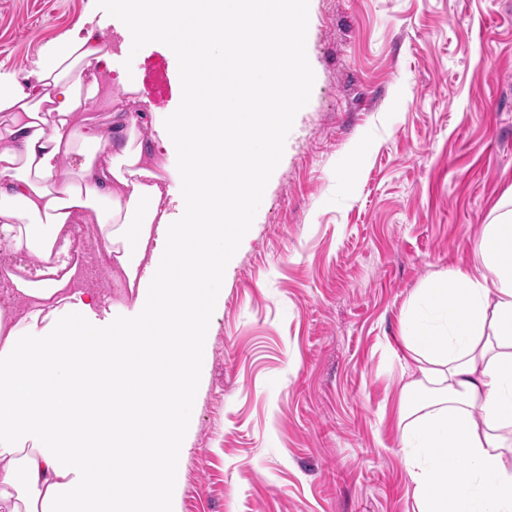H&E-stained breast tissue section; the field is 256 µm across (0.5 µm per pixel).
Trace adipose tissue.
I'll list each match as a JSON object with an SVG mask.
<instances>
[{
	"instance_id": "obj_1",
	"label": "adipose tissue",
	"mask_w": 512,
	"mask_h": 512,
	"mask_svg": "<svg viewBox=\"0 0 512 512\" xmlns=\"http://www.w3.org/2000/svg\"><path fill=\"white\" fill-rule=\"evenodd\" d=\"M114 6L124 45L157 39L180 58L184 111L137 110L126 81L108 125L77 126L100 106L84 73L112 67L92 34L60 45L31 89L0 79V240L41 265L0 296V512H173L216 286L310 79L288 23L298 0ZM232 41L252 44L242 66ZM505 197L472 270L433 274L405 314L399 442L418 512H512ZM78 224L95 225L120 302L61 258Z\"/></svg>"
}]
</instances>
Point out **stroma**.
<instances>
[{"label":"stroma","mask_w":512,"mask_h":512,"mask_svg":"<svg viewBox=\"0 0 512 512\" xmlns=\"http://www.w3.org/2000/svg\"><path fill=\"white\" fill-rule=\"evenodd\" d=\"M312 84L224 268L177 512H417L398 442L406 308L476 261L512 187V0H302ZM113 0H0V77L101 33L109 94L183 111L166 43ZM366 162L354 168L355 154Z\"/></svg>","instance_id":"obj_1"}]
</instances>
